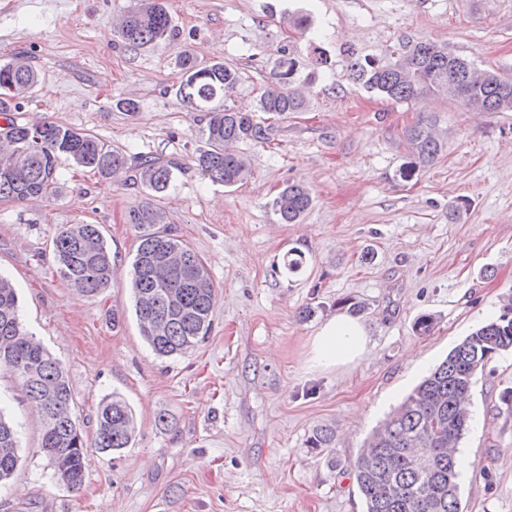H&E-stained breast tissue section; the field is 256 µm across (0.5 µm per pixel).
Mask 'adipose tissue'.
Here are the masks:
<instances>
[{"instance_id": "obj_1", "label": "adipose tissue", "mask_w": 512, "mask_h": 512, "mask_svg": "<svg viewBox=\"0 0 512 512\" xmlns=\"http://www.w3.org/2000/svg\"><path fill=\"white\" fill-rule=\"evenodd\" d=\"M368 344V331L361 321L346 313L333 315L310 340L308 366L319 372L346 368L361 360Z\"/></svg>"}]
</instances>
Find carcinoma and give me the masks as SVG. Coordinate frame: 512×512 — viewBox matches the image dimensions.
<instances>
[{
	"instance_id": "carcinoma-1",
	"label": "carcinoma",
	"mask_w": 512,
	"mask_h": 512,
	"mask_svg": "<svg viewBox=\"0 0 512 512\" xmlns=\"http://www.w3.org/2000/svg\"><path fill=\"white\" fill-rule=\"evenodd\" d=\"M172 33V19L164 0H138L124 16L121 38L134 49L154 46ZM395 61L381 64L366 58L348 65L354 80L395 101L415 99L429 92L448 95L466 106L453 83L469 61L445 45L430 42L403 44ZM182 80L176 91L189 112H205L207 148L198 167L208 179L226 187L243 182L248 169L242 158L224 150L240 140L264 138L252 116L224 107V91L238 81L237 72L215 62L196 65L188 54L181 57ZM277 83L260 97V109L276 115L297 112L303 101L291 90L294 61L279 62ZM36 70L23 60L0 66V138L11 146L0 153V200L25 201L49 197L57 184L59 160L108 176L127 167L129 158L106 142L55 121L38 125L20 123L12 110L37 83ZM475 109L512 111V80L492 74L479 86ZM410 139L416 160L401 171L412 178L417 167L435 160L439 148L433 137L413 129ZM177 164L140 156L136 178L154 193L170 184ZM307 187L291 183L272 201V210L284 224L297 222L310 208ZM128 223L143 230L132 261L131 290L141 336L156 355H182L202 343L211 328L216 290L205 261L187 244L157 229L163 212L145 198L128 213ZM58 269L79 294L93 298L112 283V254L96 224H70L53 240ZM512 348V300L500 314L475 328L458 343L401 404L373 431L350 463L365 512H462L458 461L455 450L467 430L472 378L495 356ZM21 386L27 399L41 412L40 448L48 458L57 483L78 490L85 479L88 448L117 453L129 447L136 433L130 404L114 394L99 403L93 443L85 440L72 413L73 397L68 375L59 360L23 328L18 296L12 282L0 275V373ZM333 432L317 429L313 448H330ZM18 431L0 412V485L9 481L19 464Z\"/></svg>"
}]
</instances>
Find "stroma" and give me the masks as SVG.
Here are the masks:
<instances>
[{"label":"stroma","instance_id":"1","mask_svg":"<svg viewBox=\"0 0 512 512\" xmlns=\"http://www.w3.org/2000/svg\"><path fill=\"white\" fill-rule=\"evenodd\" d=\"M134 3L0 0V65L21 56L38 74L20 122L50 119L180 164L153 198L166 229L207 264L211 330L171 358L140 334L129 288L139 231L127 218L149 193L134 172L105 178L64 160L52 197L0 200V274L17 290L25 328L66 369L77 424L93 436L99 402L116 392L137 426L121 452L90 449L82 488L67 490L39 448V416L0 375V412L18 430L21 456L0 487V512H365L350 460L512 300V112H472L438 94L396 102L366 91L347 65L433 42L512 80V0H165L177 36L145 51L115 26ZM300 13L310 18L304 33L294 26ZM184 51L198 65L235 69L225 106L266 130L234 144L249 169L234 187L198 169L204 123L175 94ZM286 55L305 107L262 112ZM122 99L137 112L118 109ZM421 127L439 154L405 180L409 133ZM293 182L310 188L313 204L300 223L283 224L271 203ZM67 224L99 225L112 252V283L96 298L57 271L53 239ZM293 248L305 263L289 274L283 257ZM354 304L370 335L364 358L307 371L318 325ZM423 315L433 319L427 333L415 327ZM510 388L508 350L473 379L459 448L463 512H512V410L500 400ZM321 427L333 447H310Z\"/></svg>","mask_w":512,"mask_h":512}]
</instances>
